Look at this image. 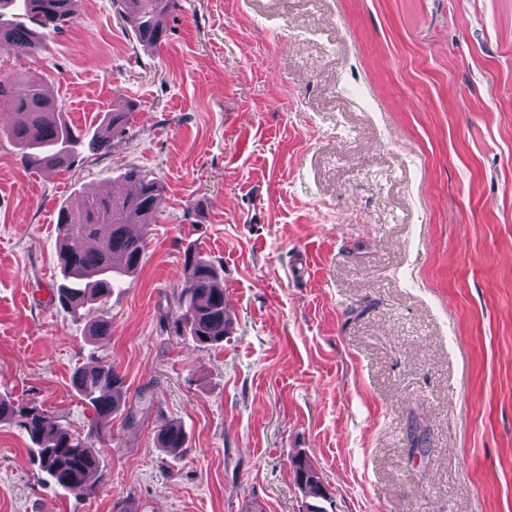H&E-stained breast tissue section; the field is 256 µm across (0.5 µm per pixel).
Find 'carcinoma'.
I'll use <instances>...</instances> for the list:
<instances>
[{
    "label": "carcinoma",
    "mask_w": 512,
    "mask_h": 512,
    "mask_svg": "<svg viewBox=\"0 0 512 512\" xmlns=\"http://www.w3.org/2000/svg\"><path fill=\"white\" fill-rule=\"evenodd\" d=\"M76 5L77 0H0V49L15 54L39 50L51 35L74 23ZM119 7L138 43L156 47L165 41L167 28L162 18L170 0H119ZM0 106L12 115L5 134L18 146L24 168L53 171L74 161L83 136L46 97L41 79L0 77ZM131 111L129 102L115 98L91 144L101 146L123 130ZM123 178L136 186L135 193L120 198L88 194L77 209L66 205L59 210L57 262L63 282L56 293L59 305L68 312L111 297L112 289L141 265L163 188L157 179L134 167L126 169ZM183 263L186 276L177 290L178 314L171 319L172 329L203 347L219 346L230 325L222 270L193 250L184 253ZM88 334L103 347L111 336V325L95 319ZM71 383L94 415L85 436L52 423L41 409L16 407L5 400H0V421L15 420L25 431L33 460L47 482L86 495L90 478L104 474L96 450L102 439L98 422L120 410L124 382L112 365L95 360L77 367ZM158 438L175 455L186 450V436L178 425L163 426ZM410 442V452L427 454L425 431L413 427ZM292 475L294 483L312 498L306 512H326L321 505L327 500L324 486L307 457L292 459Z\"/></svg>",
    "instance_id": "obj_1"
}]
</instances>
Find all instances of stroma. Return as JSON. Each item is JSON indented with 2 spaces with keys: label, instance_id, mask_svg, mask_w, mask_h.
<instances>
[{
  "label": "stroma",
  "instance_id": "35a3bbf8",
  "mask_svg": "<svg viewBox=\"0 0 512 512\" xmlns=\"http://www.w3.org/2000/svg\"><path fill=\"white\" fill-rule=\"evenodd\" d=\"M167 33L142 49L113 0H78L43 50H0L79 131L135 107L62 172L0 131V398L85 435L71 375L98 356L125 399L86 496L0 423V512H304L298 454L327 512H512V0H172ZM131 166L165 188L141 267L64 311L57 211ZM188 249L224 267L217 348L166 322ZM131 111L132 105L129 102L122 97H116L112 101V108L105 112L100 129L91 140V144L102 146L108 142L112 134L122 131L129 120ZM158 438L162 447L168 448L175 455L186 450V436L179 425L171 423L163 426L159 431ZM308 473L311 474L307 476L304 483H301L300 476H305ZM292 475L294 483L304 489L313 499V502L306 503V512H326L324 506L320 504L322 501H327L324 486L315 467L306 456L297 455L292 459Z\"/></svg>",
  "mask_w": 512,
  "mask_h": 512
}]
</instances>
